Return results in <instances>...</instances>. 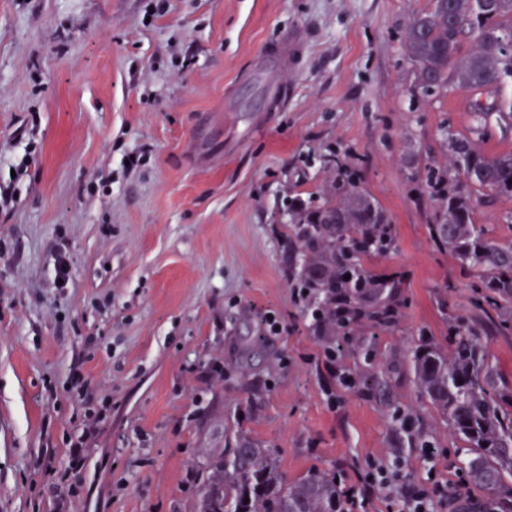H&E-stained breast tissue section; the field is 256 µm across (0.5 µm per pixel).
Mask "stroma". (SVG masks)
<instances>
[{"label":"stroma","instance_id":"obj_1","mask_svg":"<svg viewBox=\"0 0 512 512\" xmlns=\"http://www.w3.org/2000/svg\"><path fill=\"white\" fill-rule=\"evenodd\" d=\"M429 6L0 0V185L14 190L0 212V512H192L207 457L238 431L291 480L318 469L355 486L366 462L397 456L399 494L433 477L484 500L458 467L468 448L407 367L413 343L445 340L454 318L512 383L503 311L474 306L468 275L427 231L440 130L471 125L467 92L414 89L405 34ZM299 28L310 43L294 86L265 111L258 59ZM30 143L33 162L12 178ZM336 152L396 227L397 250L373 265L405 274L408 302L396 328L337 337L330 359L276 228ZM128 155L136 167L123 168ZM106 403L87 432L85 412ZM406 409L404 433L393 420ZM421 433L434 459L409 444Z\"/></svg>","mask_w":512,"mask_h":512}]
</instances>
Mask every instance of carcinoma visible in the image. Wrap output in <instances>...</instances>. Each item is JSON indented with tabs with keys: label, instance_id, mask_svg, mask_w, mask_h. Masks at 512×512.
Returning a JSON list of instances; mask_svg holds the SVG:
<instances>
[{
	"label": "carcinoma",
	"instance_id": "1",
	"mask_svg": "<svg viewBox=\"0 0 512 512\" xmlns=\"http://www.w3.org/2000/svg\"><path fill=\"white\" fill-rule=\"evenodd\" d=\"M406 55L426 96L471 92L469 133L443 128L446 164L428 168L429 237L474 275L477 307L512 310V240H494L475 222L480 196L512 200V151L489 157L481 148L491 122L512 120V95L503 94L512 83V0H430L408 25ZM490 89L499 93L495 112L478 105ZM328 164L334 175L316 194L288 199L280 236L288 282L334 355L338 336L395 328L407 298L401 274L371 266L397 246L391 218L343 157ZM409 371L418 395L470 448L462 467L484 490L486 512H512V391L499 386L477 331L448 322L447 343L411 347ZM205 470L194 512H346L335 477L310 470L290 482L275 455L244 434L211 455Z\"/></svg>",
	"mask_w": 512,
	"mask_h": 512
}]
</instances>
